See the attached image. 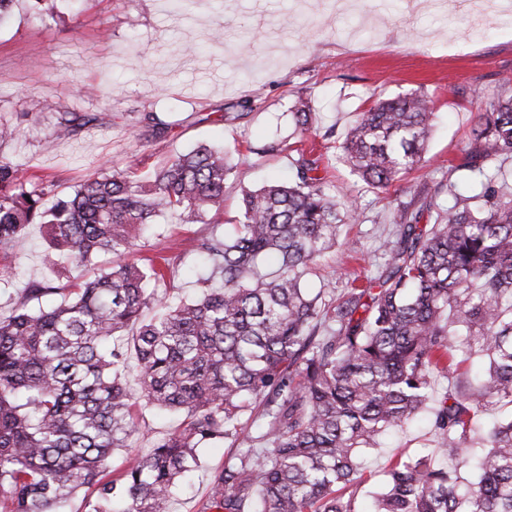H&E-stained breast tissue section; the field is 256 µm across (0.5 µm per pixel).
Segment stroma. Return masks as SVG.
<instances>
[{
  "instance_id": "stroma-1",
  "label": "stroma",
  "mask_w": 512,
  "mask_h": 512,
  "mask_svg": "<svg viewBox=\"0 0 512 512\" xmlns=\"http://www.w3.org/2000/svg\"><path fill=\"white\" fill-rule=\"evenodd\" d=\"M221 40H214V33ZM417 92L431 100L434 128L424 167L394 188L367 186L340 158L339 144L357 112L376 100ZM512 95V0H487L482 13L468 0H191L172 11L169 0H58L36 18L29 0H16L0 25V125L17 127L0 142V159L49 176L69 190L99 162L115 169L137 164L153 171L201 143L232 153L236 174L225 191L224 221L185 224L178 214L143 233L142 252L170 257L169 294H194L197 244L232 230L241 192L293 175L289 155L258 157L254 148L291 134V114L307 99L328 142L330 190L358 198L356 222L314 266L305 288L323 282L343 290L345 271L375 275L391 230L388 203L433 195L490 97ZM107 113L105 124L58 135L62 113ZM155 114L164 133L145 121ZM40 225L7 250L0 266L16 270L0 280V314H8L25 286L50 279L41 261ZM427 417L386 435L363 456L359 506L399 453L436 451ZM234 453L207 445L170 512H202L216 471Z\"/></svg>"
}]
</instances>
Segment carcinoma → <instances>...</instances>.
Returning a JSON list of instances; mask_svg holds the SVG:
<instances>
[{"mask_svg": "<svg viewBox=\"0 0 512 512\" xmlns=\"http://www.w3.org/2000/svg\"><path fill=\"white\" fill-rule=\"evenodd\" d=\"M433 115L422 95L382 99L357 113L342 155L386 189L424 159ZM292 118L293 141L252 150L291 152L292 182L243 194L233 233L198 244L202 295L173 306L144 288L166 281L170 259L127 256L170 211L220 223L234 170L224 150L200 146L144 177L96 170L59 193L0 160V249L42 224L45 264L70 262L65 286L35 284L0 316V512H67L84 487L88 512H169L196 450L223 441L240 452L214 476L203 512H360L342 491L361 454L430 400L441 461L397 458L368 512H512V417L477 431L481 415L512 407V96L478 115L451 167L459 178L436 191L448 205L390 201L382 271L339 294L312 295L302 277L336 247L356 199L329 193V165L308 142L333 131L318 132L304 101ZM99 120L67 112L61 125L74 133ZM425 214L433 222L420 223ZM64 291L58 305L29 306ZM151 304L160 310L146 321ZM133 326L136 394L117 340ZM138 399L187 422L113 474L108 461L138 432ZM249 424L266 442L260 453L242 448Z\"/></svg>", "mask_w": 512, "mask_h": 512, "instance_id": "obj_1", "label": "carcinoma"}]
</instances>
